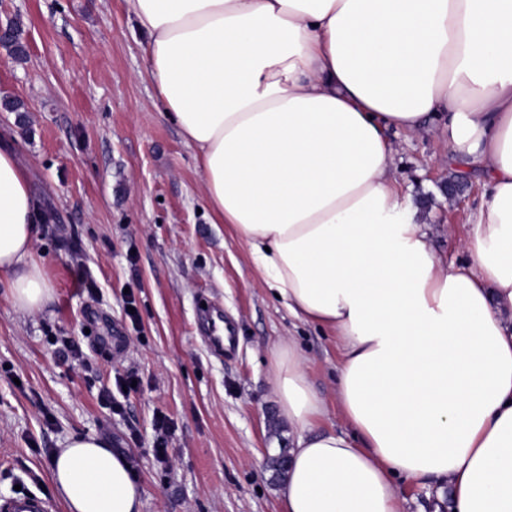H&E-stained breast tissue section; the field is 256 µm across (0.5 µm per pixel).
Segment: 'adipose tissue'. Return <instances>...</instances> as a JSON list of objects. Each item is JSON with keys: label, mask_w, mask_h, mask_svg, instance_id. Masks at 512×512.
<instances>
[{"label": "adipose tissue", "mask_w": 512, "mask_h": 512, "mask_svg": "<svg viewBox=\"0 0 512 512\" xmlns=\"http://www.w3.org/2000/svg\"><path fill=\"white\" fill-rule=\"evenodd\" d=\"M155 106L193 147L204 198L259 283L333 336L345 430L295 340L268 377L293 429L283 512H403L400 482L454 512H512V0H125ZM444 119L483 186L463 263L439 261L393 175L389 131ZM41 214L0 143V290L40 312ZM66 512H142L126 457L66 440Z\"/></svg>", "instance_id": "adipose-tissue-1"}]
</instances>
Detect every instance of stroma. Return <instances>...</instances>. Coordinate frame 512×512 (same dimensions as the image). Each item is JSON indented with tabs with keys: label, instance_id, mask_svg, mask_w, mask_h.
<instances>
[{
	"label": "stroma",
	"instance_id": "35a3bbf8",
	"mask_svg": "<svg viewBox=\"0 0 512 512\" xmlns=\"http://www.w3.org/2000/svg\"><path fill=\"white\" fill-rule=\"evenodd\" d=\"M10 21L28 52L19 61L0 46V100H21L27 118L0 111V139L28 170L43 216L33 257L54 298L29 315L0 295V497H54L55 452L94 434L128 458L143 512H281L265 468L288 445L270 350L297 339L327 424L340 430L332 337L260 287L247 246L215 223L193 149L139 76L144 37L124 0H0V23ZM391 138L394 178L426 219L435 256L463 261L447 229L468 225L477 184L447 202L441 185L454 171L440 129ZM207 306L237 335L221 356L203 339ZM119 379L135 385L115 391Z\"/></svg>",
	"mask_w": 512,
	"mask_h": 512
}]
</instances>
